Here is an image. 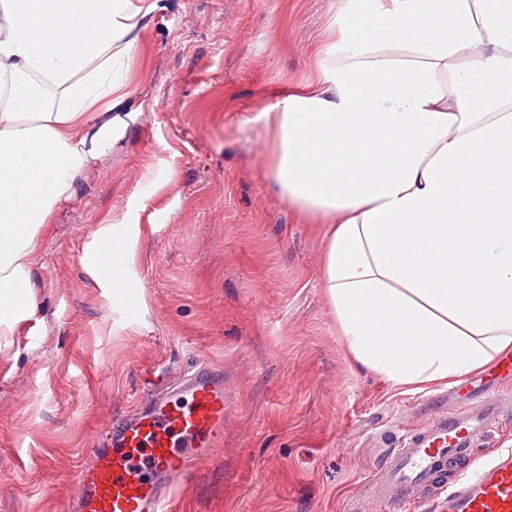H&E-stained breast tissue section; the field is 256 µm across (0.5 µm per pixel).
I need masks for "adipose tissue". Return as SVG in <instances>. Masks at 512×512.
<instances>
[{"mask_svg":"<svg viewBox=\"0 0 512 512\" xmlns=\"http://www.w3.org/2000/svg\"><path fill=\"white\" fill-rule=\"evenodd\" d=\"M155 0H0V335L35 310L55 204L108 147L123 59ZM316 77L258 109L266 175L324 225L345 349L421 390L512 349V0H339ZM103 115L90 129L88 113ZM130 211L98 231V280L134 275Z\"/></svg>","mask_w":512,"mask_h":512,"instance_id":"obj_1","label":"adipose tissue"}]
</instances>
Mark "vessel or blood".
Returning <instances> with one entry per match:
<instances>
[{
	"label": "vessel or blood",
	"mask_w": 512,
	"mask_h": 512,
	"mask_svg": "<svg viewBox=\"0 0 512 512\" xmlns=\"http://www.w3.org/2000/svg\"><path fill=\"white\" fill-rule=\"evenodd\" d=\"M512 380V355L465 379L469 404L394 438L369 482L377 512L418 505L425 488L439 512H512V452L478 463L476 434L498 423V389ZM224 379L200 362L175 387L137 402L75 472L71 512H171L177 480L204 464L224 433Z\"/></svg>",
	"instance_id": "b4317fda"
}]
</instances>
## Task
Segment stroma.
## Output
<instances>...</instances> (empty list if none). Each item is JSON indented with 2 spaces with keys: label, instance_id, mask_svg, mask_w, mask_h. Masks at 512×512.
Returning <instances> with one entry per match:
<instances>
[{
  "label": "stroma",
  "instance_id": "1",
  "mask_svg": "<svg viewBox=\"0 0 512 512\" xmlns=\"http://www.w3.org/2000/svg\"><path fill=\"white\" fill-rule=\"evenodd\" d=\"M332 2L157 0L136 31L112 145L53 210L34 315L0 336V512H64L87 448L153 370L206 360L224 376V437L175 512H375L383 436L442 411L440 389L390 388L349 358L323 227L288 209L268 135L242 123L310 77ZM125 209L138 281L97 282L93 233Z\"/></svg>",
  "mask_w": 512,
  "mask_h": 512
}]
</instances>
